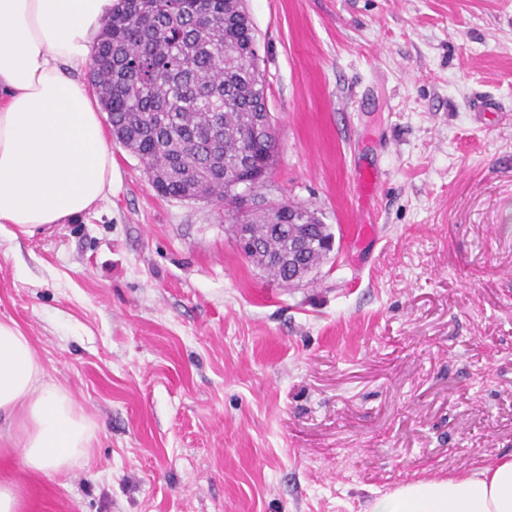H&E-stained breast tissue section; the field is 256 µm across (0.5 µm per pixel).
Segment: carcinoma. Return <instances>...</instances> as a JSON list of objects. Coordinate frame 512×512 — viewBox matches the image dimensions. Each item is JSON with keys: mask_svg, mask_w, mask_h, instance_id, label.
<instances>
[{"mask_svg": "<svg viewBox=\"0 0 512 512\" xmlns=\"http://www.w3.org/2000/svg\"><path fill=\"white\" fill-rule=\"evenodd\" d=\"M112 137L138 156L156 190L177 199L231 206L230 224L251 225L262 252L250 260L281 284L288 270L263 263L288 254V241L320 239L329 226L310 207L258 203L242 212L237 184L250 167L243 146L268 111L252 22L240 0H118L89 64ZM275 134L255 144L271 167ZM295 214L305 226H290ZM288 225V234L275 230Z\"/></svg>", "mask_w": 512, "mask_h": 512, "instance_id": "obj_1", "label": "carcinoma"}]
</instances>
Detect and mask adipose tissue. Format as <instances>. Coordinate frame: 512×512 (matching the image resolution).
Wrapping results in <instances>:
<instances>
[{
	"label": "adipose tissue",
	"instance_id": "ef3b65f1",
	"mask_svg": "<svg viewBox=\"0 0 512 512\" xmlns=\"http://www.w3.org/2000/svg\"><path fill=\"white\" fill-rule=\"evenodd\" d=\"M116 0H0V228L23 234L88 213L112 190V149L79 79ZM96 426L46 381L31 336L0 320V442L33 471L65 473ZM367 512H512V454L417 479Z\"/></svg>",
	"mask_w": 512,
	"mask_h": 512
}]
</instances>
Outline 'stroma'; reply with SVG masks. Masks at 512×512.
Wrapping results in <instances>:
<instances>
[{"label": "stroma", "mask_w": 512, "mask_h": 512, "mask_svg": "<svg viewBox=\"0 0 512 512\" xmlns=\"http://www.w3.org/2000/svg\"><path fill=\"white\" fill-rule=\"evenodd\" d=\"M246 9L278 144L256 192L336 249L278 283L117 143L92 211L1 231L0 319L98 425L64 474L0 456L23 512H366L512 453V0Z\"/></svg>", "instance_id": "1"}]
</instances>
